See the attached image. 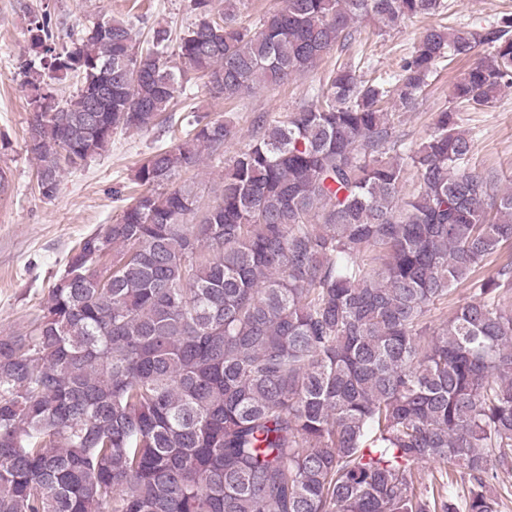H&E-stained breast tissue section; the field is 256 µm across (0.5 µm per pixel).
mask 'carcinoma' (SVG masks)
<instances>
[{"label":"carcinoma","instance_id":"carcinoma-1","mask_svg":"<svg viewBox=\"0 0 512 512\" xmlns=\"http://www.w3.org/2000/svg\"><path fill=\"white\" fill-rule=\"evenodd\" d=\"M239 0H191L179 36L102 17L63 41L34 13L24 77L37 188L119 131L172 121L200 88L230 101L280 86L445 0H279L258 30ZM512 18L426 29L399 71L351 61L259 137L220 194L177 182L221 160L235 127L185 136L139 165L119 218L73 247L42 314L0 336V512H500L512 494V189L468 166L460 109L512 86ZM473 62L428 137L400 149L439 64ZM75 80L60 100L47 80ZM413 175L417 189L403 187ZM490 266L488 275L482 269ZM471 299L431 325L458 286ZM437 476L419 487L418 467Z\"/></svg>","mask_w":512,"mask_h":512}]
</instances>
